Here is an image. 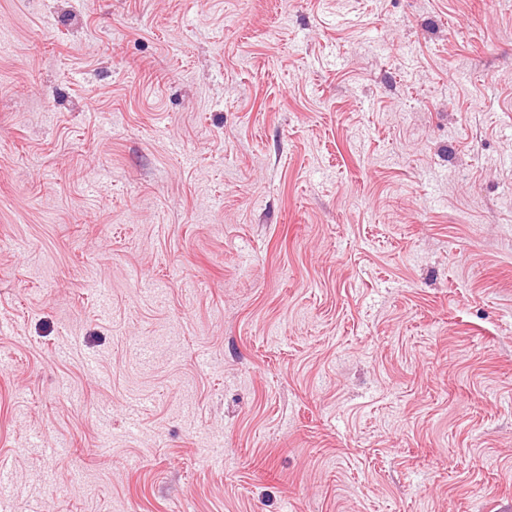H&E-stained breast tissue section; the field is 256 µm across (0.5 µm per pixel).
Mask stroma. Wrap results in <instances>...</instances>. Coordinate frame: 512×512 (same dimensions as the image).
<instances>
[{"label":"stroma","instance_id":"35a3bbf8","mask_svg":"<svg viewBox=\"0 0 512 512\" xmlns=\"http://www.w3.org/2000/svg\"><path fill=\"white\" fill-rule=\"evenodd\" d=\"M0 512H512V0H0Z\"/></svg>","mask_w":512,"mask_h":512}]
</instances>
